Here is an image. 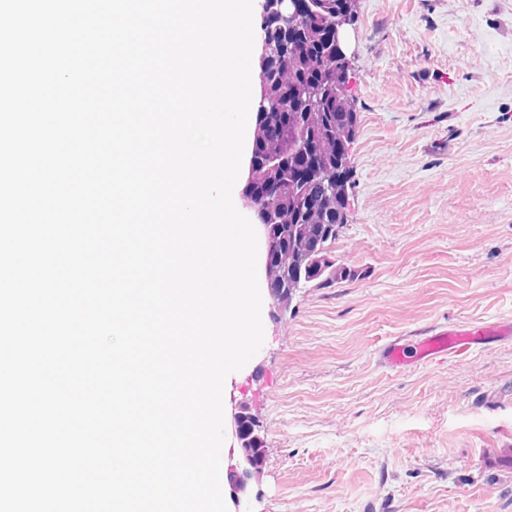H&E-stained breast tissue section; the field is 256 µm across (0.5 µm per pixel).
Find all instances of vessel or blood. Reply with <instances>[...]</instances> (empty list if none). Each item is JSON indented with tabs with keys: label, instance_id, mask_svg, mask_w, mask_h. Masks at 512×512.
<instances>
[{
	"label": "vessel or blood",
	"instance_id": "obj_1",
	"mask_svg": "<svg viewBox=\"0 0 512 512\" xmlns=\"http://www.w3.org/2000/svg\"><path fill=\"white\" fill-rule=\"evenodd\" d=\"M512 339V319L508 321L453 324L444 328H432L413 342L415 361L427 362L440 356H462L476 345L493 339ZM405 345L395 338L385 343L381 349V358L385 365L397 369L407 359Z\"/></svg>",
	"mask_w": 512,
	"mask_h": 512
}]
</instances>
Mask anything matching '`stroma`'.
<instances>
[{
  "instance_id": "stroma-1",
  "label": "stroma",
  "mask_w": 512,
  "mask_h": 512,
  "mask_svg": "<svg viewBox=\"0 0 512 512\" xmlns=\"http://www.w3.org/2000/svg\"><path fill=\"white\" fill-rule=\"evenodd\" d=\"M330 249L355 278L262 300L228 376L262 427L252 512H512V342L397 370L379 346L512 319V0H359Z\"/></svg>"
}]
</instances>
